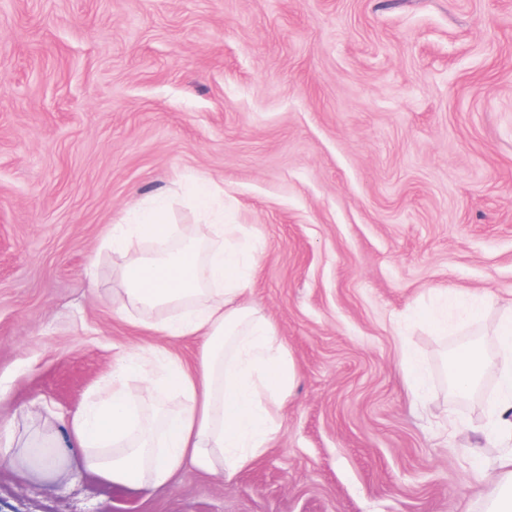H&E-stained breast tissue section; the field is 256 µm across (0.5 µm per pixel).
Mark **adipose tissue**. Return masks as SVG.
<instances>
[{"instance_id": "obj_1", "label": "adipose tissue", "mask_w": 512, "mask_h": 512, "mask_svg": "<svg viewBox=\"0 0 512 512\" xmlns=\"http://www.w3.org/2000/svg\"><path fill=\"white\" fill-rule=\"evenodd\" d=\"M236 224H215L207 251L163 224L160 207L142 212L137 223L117 224L106 244L124 263L118 312L131 326L154 336L193 337L192 359L164 349L137 352L112 367V380L97 400L82 404L66 420L67 439L43 437L15 447L6 439L0 454L18 469L33 458L65 460L78 449L77 472L127 489L169 486L184 471L218 479L233 477L278 441L269 403H284L295 371L273 320L246 299L255 267ZM154 255L133 256L141 242ZM160 376H148L156 362ZM145 387L132 395L127 381ZM183 402L156 412L161 395Z\"/></svg>"}]
</instances>
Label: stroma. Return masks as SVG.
Listing matches in <instances>:
<instances>
[{
    "label": "stroma",
    "instance_id": "obj_1",
    "mask_svg": "<svg viewBox=\"0 0 512 512\" xmlns=\"http://www.w3.org/2000/svg\"><path fill=\"white\" fill-rule=\"evenodd\" d=\"M208 181L296 381L233 477L132 491L0 465V512H486L512 314V0H0V420L35 441L156 345L105 239ZM448 303V333L426 313ZM492 365L458 393L446 361ZM417 358L422 389L406 384Z\"/></svg>",
    "mask_w": 512,
    "mask_h": 512
}]
</instances>
